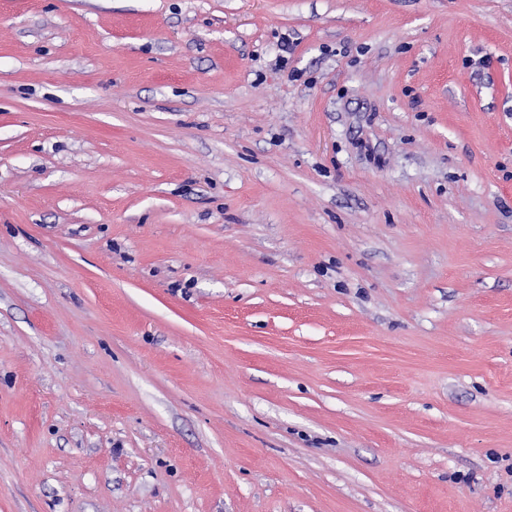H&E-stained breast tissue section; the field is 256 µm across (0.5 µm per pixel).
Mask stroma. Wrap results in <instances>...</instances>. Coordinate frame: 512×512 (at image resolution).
Instances as JSON below:
<instances>
[{
	"label": "stroma",
	"instance_id": "obj_1",
	"mask_svg": "<svg viewBox=\"0 0 512 512\" xmlns=\"http://www.w3.org/2000/svg\"><path fill=\"white\" fill-rule=\"evenodd\" d=\"M0 512H512V0H0Z\"/></svg>",
	"mask_w": 512,
	"mask_h": 512
}]
</instances>
